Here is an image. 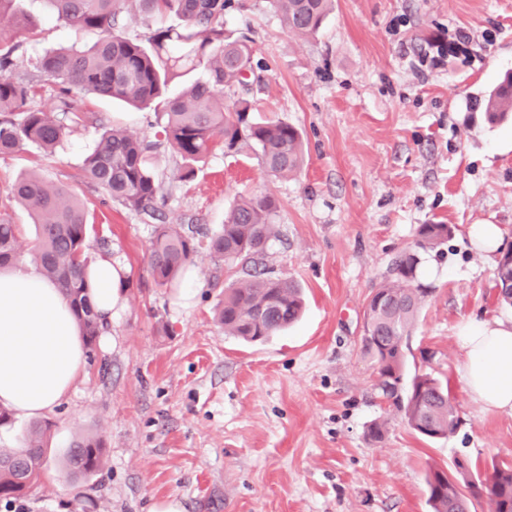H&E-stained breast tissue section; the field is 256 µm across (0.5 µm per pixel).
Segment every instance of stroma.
Instances as JSON below:
<instances>
[{
    "label": "stroma",
    "instance_id": "1",
    "mask_svg": "<svg viewBox=\"0 0 512 512\" xmlns=\"http://www.w3.org/2000/svg\"><path fill=\"white\" fill-rule=\"evenodd\" d=\"M224 27L247 36L257 65L249 87L225 104L253 100L260 118L295 126L309 160L297 175L268 176L249 152L215 147L196 179L174 189L168 223L211 232L238 195L271 192L279 235L263 263L295 279L305 312L258 345L225 335L213 310L237 270L199 249L190 305L149 271L153 227L111 201L82 169L102 128L153 140V109L76 97L84 120L51 152L34 146L0 156V199L19 174L66 186L96 227L91 255L129 268L124 311L95 342L87 375L46 415V464L38 485L0 512H151L175 497L185 512H429L430 466L455 460L481 470L512 464V414L485 410L460 375L461 324L511 320L496 300L495 267L468 238L473 224L499 225L512 248V125L486 126L468 95L512 72V0H336L315 37L288 34L264 0H233ZM39 15L24 57L96 41ZM465 51L438 53L458 29ZM423 224L452 234L418 252L427 292L404 342V377L430 369L447 380L461 424L426 441L375 388L361 350L368 296ZM384 423L383 440L369 427ZM101 437L106 465L70 476L76 433Z\"/></svg>",
    "mask_w": 512,
    "mask_h": 512
}]
</instances>
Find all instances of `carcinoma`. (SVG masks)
I'll return each instance as SVG.
<instances>
[{
    "instance_id": "cac0c4a2",
    "label": "carcinoma",
    "mask_w": 512,
    "mask_h": 512,
    "mask_svg": "<svg viewBox=\"0 0 512 512\" xmlns=\"http://www.w3.org/2000/svg\"><path fill=\"white\" fill-rule=\"evenodd\" d=\"M19 0H0V17L11 16L15 33L29 35L34 27L21 11ZM48 12L77 32L102 34L90 46L72 45L45 51L35 68L60 87V105L46 112L33 105L31 81L12 74L16 47L0 48V155L33 145L52 151L71 128L79 124V109L70 95L77 89L101 98L125 101L139 108L161 107L157 113L162 143L180 158L173 180H194L197 165L217 141L237 151L247 147L275 178L296 174L305 151L299 130L286 121L255 120L247 99L224 107V88L244 82L253 72L248 39L224 30V12L232 0H43ZM290 33L316 35L334 0H266ZM144 17L172 15L179 23L150 32L146 41L126 37L124 13ZM187 75L193 82L175 97H163L168 84ZM469 108L480 109L485 121L496 126L512 121V74L498 85L471 96ZM159 143L131 135L121 128L103 132L83 162L89 179L114 202L155 222L149 251L150 272L158 286L172 287L180 270L200 247L191 224H168L160 203L165 188L148 162ZM7 199L24 206L33 218L41 273L70 300L88 344L104 324L89 298L87 269L93 262L88 240L93 225L85 207L64 187L36 176H20L8 188ZM277 198L270 192L242 196L222 227L207 237L206 249L217 262L237 268L244 277L224 288L216 319L224 335L247 342L267 340L297 322L304 300L292 280L261 268L267 244L278 235ZM451 234L447 224H422L417 246L434 248ZM20 258L16 225L0 220V267ZM418 258L403 252L375 286L364 310L362 351L374 363L376 386L402 412L407 425L428 439L446 438L461 420L448 387L431 372L414 375L404 384L403 340L422 307L425 291L414 285ZM47 421L34 422L26 436L27 451L17 454L0 448V496H19L34 486L43 469ZM103 465V445L80 435L67 458L71 474L89 477ZM427 502L431 512H470L473 501L486 498L490 512H512V465L491 463L472 471L456 461L451 470L429 468Z\"/></svg>"
}]
</instances>
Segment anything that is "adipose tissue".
<instances>
[{
    "label": "adipose tissue",
    "mask_w": 512,
    "mask_h": 512,
    "mask_svg": "<svg viewBox=\"0 0 512 512\" xmlns=\"http://www.w3.org/2000/svg\"><path fill=\"white\" fill-rule=\"evenodd\" d=\"M90 301L105 319L126 304L127 268L99 256L88 269ZM462 378L485 409L512 414V321L470 320L458 338ZM87 348L70 301L37 264L0 270V406L36 420L86 375Z\"/></svg>",
    "instance_id": "ef3b65f1"
}]
</instances>
